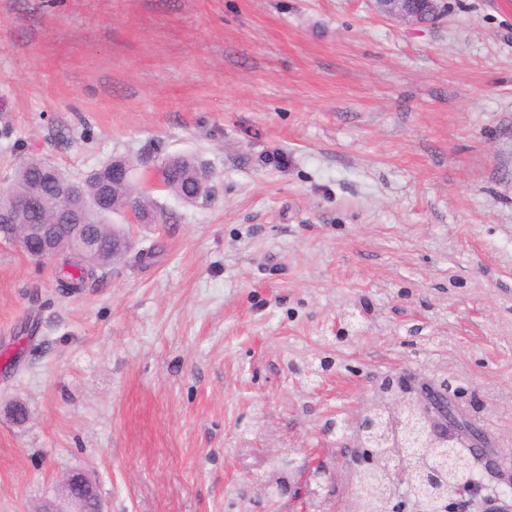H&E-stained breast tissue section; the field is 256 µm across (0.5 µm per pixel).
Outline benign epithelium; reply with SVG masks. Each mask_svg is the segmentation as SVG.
<instances>
[{
	"mask_svg": "<svg viewBox=\"0 0 512 512\" xmlns=\"http://www.w3.org/2000/svg\"><path fill=\"white\" fill-rule=\"evenodd\" d=\"M382 16L405 24L415 20L397 9L392 0H372ZM57 182L54 167L42 179L16 196L27 210L41 203L44 186ZM25 236L35 239V256L51 260L80 245L90 256L97 253L88 233L84 211L65 207L41 224L24 225ZM375 395L352 425L334 422L325 427L331 436L351 433L359 454L346 493L354 512H459L476 506L480 512H512V466L489 452L487 437L463 415L448 376L410 380L387 375L374 387ZM461 467L474 480L450 488L443 476ZM39 512H104L96 481L83 471L67 473L42 497Z\"/></svg>",
	"mask_w": 512,
	"mask_h": 512,
	"instance_id": "benign-epithelium-1",
	"label": "benign epithelium"
}]
</instances>
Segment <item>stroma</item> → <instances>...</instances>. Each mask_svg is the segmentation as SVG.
I'll return each instance as SVG.
<instances>
[{
	"label": "stroma",
	"mask_w": 512,
	"mask_h": 512,
	"mask_svg": "<svg viewBox=\"0 0 512 512\" xmlns=\"http://www.w3.org/2000/svg\"><path fill=\"white\" fill-rule=\"evenodd\" d=\"M0 0V180L192 155L212 174L95 284L0 240V512L91 474L107 512H352L351 422L448 375L512 449V0ZM350 340L338 341L340 328ZM330 357L313 378L290 364ZM22 402L24 423L5 410ZM318 495L260 496L277 452ZM427 1V3L431 6V15L428 21L425 22H417L412 18L404 15L401 11L397 9L396 3L391 1H381V0H372V7L374 10L381 14L383 17H386L391 20L398 21L400 23L405 24H426L433 22L440 14L441 4L440 1L435 0H421Z\"/></svg>",
	"instance_id": "obj_1"
}]
</instances>
